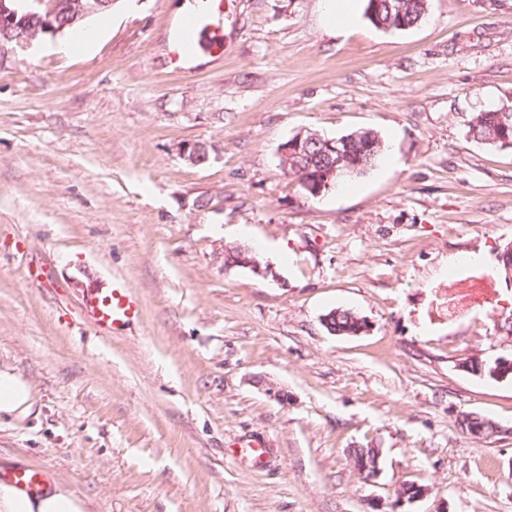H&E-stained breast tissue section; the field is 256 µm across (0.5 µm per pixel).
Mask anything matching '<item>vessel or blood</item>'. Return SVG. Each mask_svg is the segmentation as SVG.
Instances as JSON below:
<instances>
[{"instance_id":"1","label":"vessel or blood","mask_w":512,"mask_h":512,"mask_svg":"<svg viewBox=\"0 0 512 512\" xmlns=\"http://www.w3.org/2000/svg\"><path fill=\"white\" fill-rule=\"evenodd\" d=\"M221 0H203L199 10L187 14L181 22L172 43L170 56L173 63L184 62L195 51L194 35L198 29L211 31L210 52L223 56V18ZM82 310L86 318L101 332L114 334L130 329L137 324L140 307L137 297L123 283H113L106 290L92 287L86 289L82 298ZM12 479L29 493L39 492L48 482L50 475L41 467H21L11 474Z\"/></svg>"}]
</instances>
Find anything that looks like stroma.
<instances>
[{"label": "stroma", "mask_w": 512, "mask_h": 512, "mask_svg": "<svg viewBox=\"0 0 512 512\" xmlns=\"http://www.w3.org/2000/svg\"><path fill=\"white\" fill-rule=\"evenodd\" d=\"M428 4L337 34L321 0H240L223 58L203 31L180 70L194 0H114L69 55L0 46V365L35 393L0 417V465L89 512H512V379L466 368L512 359V149L467 135L512 103V0ZM360 128L383 155L318 198L280 164L300 131ZM235 246L271 274L225 264ZM116 279L141 317L105 336L81 298ZM334 309L368 329L329 334ZM367 446L374 479L349 456ZM365 4V15L370 20V22L376 26L377 28L383 30H392V31H400L403 30L401 27L403 23L406 25L416 24L419 20L422 21L425 19L427 15V0H401L398 1L401 8L403 9L402 19L398 16H391L387 12V9L384 7L378 13H370V5L373 1H380L381 5H385V0H364ZM404 24V26H405ZM461 427L469 434L478 435L482 438L491 437L497 434L498 424L481 416L463 415L460 420Z\"/></svg>", "instance_id": "1"}]
</instances>
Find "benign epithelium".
Wrapping results in <instances>:
<instances>
[{"label": "benign epithelium", "mask_w": 512, "mask_h": 512, "mask_svg": "<svg viewBox=\"0 0 512 512\" xmlns=\"http://www.w3.org/2000/svg\"><path fill=\"white\" fill-rule=\"evenodd\" d=\"M19 0H0V34L7 36L13 46L25 48L38 36L55 37L67 28H74L94 13L107 12L112 8V0H28L30 10L19 12ZM42 11L41 25L32 27L27 20L33 11ZM348 140H324L315 132H300L285 142L280 150V158L288 161L293 156L316 154L321 162L304 170L305 188L315 196L332 189L336 184V158H344L345 153L339 144ZM234 265L245 268L257 275H266L269 267L262 266L256 253L244 247L233 251Z\"/></svg>", "instance_id": "obj_1"}]
</instances>
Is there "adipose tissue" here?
Listing matches in <instances>:
<instances>
[{
    "label": "adipose tissue",
    "mask_w": 512,
    "mask_h": 512,
    "mask_svg": "<svg viewBox=\"0 0 512 512\" xmlns=\"http://www.w3.org/2000/svg\"><path fill=\"white\" fill-rule=\"evenodd\" d=\"M33 402L31 384L13 369L0 367V415H24ZM0 512H88V509L85 501L63 482L49 481L40 494L30 495L5 476L0 478Z\"/></svg>",
    "instance_id": "obj_1"
}]
</instances>
